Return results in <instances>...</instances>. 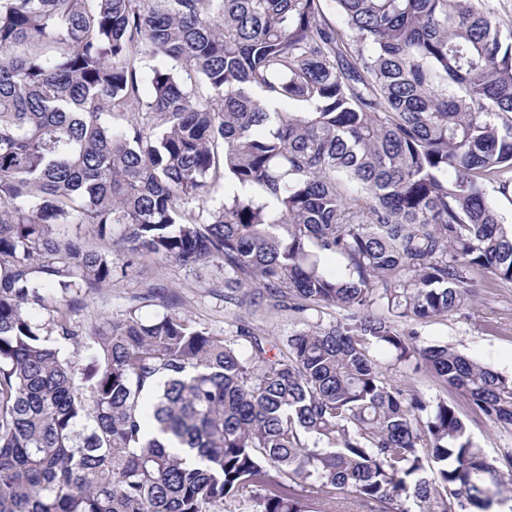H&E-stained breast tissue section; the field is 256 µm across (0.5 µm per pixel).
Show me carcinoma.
Listing matches in <instances>:
<instances>
[{
  "instance_id": "obj_1",
  "label": "carcinoma",
  "mask_w": 512,
  "mask_h": 512,
  "mask_svg": "<svg viewBox=\"0 0 512 512\" xmlns=\"http://www.w3.org/2000/svg\"><path fill=\"white\" fill-rule=\"evenodd\" d=\"M326 2L0 0V512L512 501L456 406L391 379L423 369L512 429V375L417 330L512 283L486 193L512 184V31L482 0H333L341 31ZM219 179L221 208H186ZM73 224L222 263L238 306L304 328L280 345L131 308L86 333L46 290L71 306L127 267Z\"/></svg>"
}]
</instances>
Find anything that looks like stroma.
<instances>
[{
	"label": "stroma",
	"mask_w": 512,
	"mask_h": 512,
	"mask_svg": "<svg viewBox=\"0 0 512 512\" xmlns=\"http://www.w3.org/2000/svg\"><path fill=\"white\" fill-rule=\"evenodd\" d=\"M115 260L129 264L127 276L80 299L69 311L74 325L87 329L118 320L133 307L152 318L171 307L215 335L234 334L235 318L224 300L223 267L207 264L187 269L148 256L132 262L124 253ZM420 331L425 342L448 343L482 364L512 375V286L481 289L472 309L422 325Z\"/></svg>",
	"instance_id": "1"
}]
</instances>
